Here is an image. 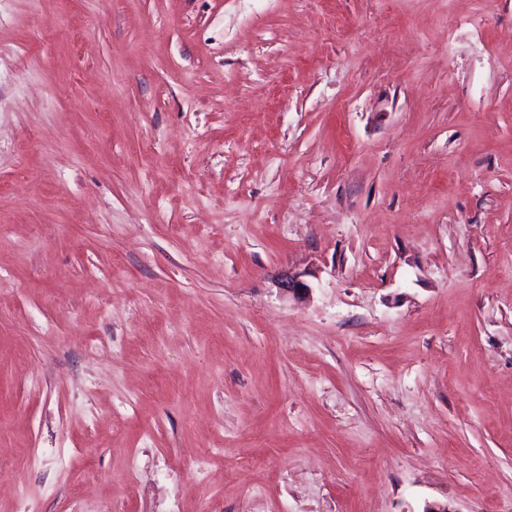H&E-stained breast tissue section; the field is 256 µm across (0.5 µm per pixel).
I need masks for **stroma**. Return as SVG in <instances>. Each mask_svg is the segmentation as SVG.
<instances>
[{"instance_id":"35a3bbf8","label":"stroma","mask_w":512,"mask_h":512,"mask_svg":"<svg viewBox=\"0 0 512 512\" xmlns=\"http://www.w3.org/2000/svg\"><path fill=\"white\" fill-rule=\"evenodd\" d=\"M1 417L0 512H512V0H0Z\"/></svg>"}]
</instances>
